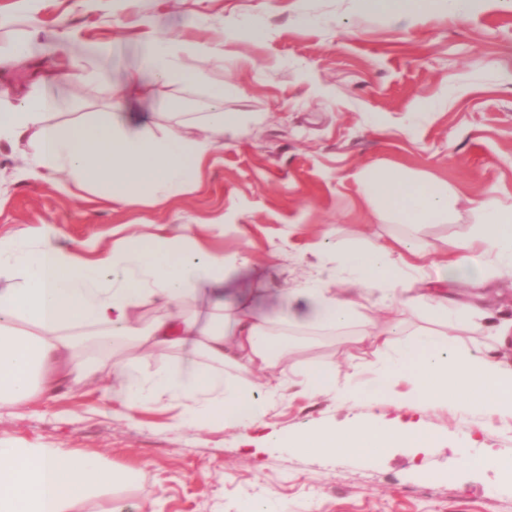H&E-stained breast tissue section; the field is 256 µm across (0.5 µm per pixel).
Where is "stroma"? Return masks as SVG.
<instances>
[{
  "label": "stroma",
  "mask_w": 512,
  "mask_h": 512,
  "mask_svg": "<svg viewBox=\"0 0 512 512\" xmlns=\"http://www.w3.org/2000/svg\"><path fill=\"white\" fill-rule=\"evenodd\" d=\"M32 23L67 24L75 41L0 67L1 100L20 101L51 75L58 120L111 111L154 36L220 45L223 61L201 55L192 63L223 85L225 111L258 121L225 135L195 185L155 205L72 192L64 171L37 178L30 146L0 142L2 239L44 228L58 244L88 251L121 237L147 240L160 224L173 236L191 224L210 251L251 261L232 270L225 306L234 289L258 285L256 312L275 324L290 289L335 284L327 246L335 233L362 242L404 234L363 198L365 168L396 166L457 190L454 223L416 229L437 247L471 233V199L512 205V0H471L457 19L438 7L411 19L366 14L356 0H0V45ZM254 27L265 37H249ZM100 45L108 54L89 56ZM75 64L101 79H65ZM173 99L188 112L210 109L195 85L172 86L132 109L155 125ZM353 350L350 336L303 327L288 366L332 364L344 377ZM74 355L99 364L95 380L67 381L27 405L0 404L1 443L57 446L133 472L130 484L80 500L74 512H112L118 501L124 512H241L252 499L267 512H512V480L484 464L512 459L510 418L434 409L416 418L431 439L421 453L319 457L283 445L256 461L242 452V431L183 425L176 405L129 416L107 392L111 351L85 342ZM410 419L396 400L311 398L293 383L266 423L294 436Z\"/></svg>",
  "instance_id": "1"
}]
</instances>
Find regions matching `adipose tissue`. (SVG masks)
Returning <instances> with one entry per match:
<instances>
[{
	"instance_id": "adipose-tissue-1",
	"label": "adipose tissue",
	"mask_w": 512,
	"mask_h": 512,
	"mask_svg": "<svg viewBox=\"0 0 512 512\" xmlns=\"http://www.w3.org/2000/svg\"><path fill=\"white\" fill-rule=\"evenodd\" d=\"M67 33L64 25L54 32L30 27L0 48V65L28 57L35 44L54 45ZM219 53L215 46L152 39L140 70L127 79V92L137 97L205 82L188 59ZM210 96L211 111L167 113L168 128L156 133L138 117L117 112L57 122V101L46 84L21 102L0 107V142L31 141L34 175L64 170L75 190L92 189L103 201L156 204L191 187L218 142L245 124L242 113L224 111L223 86L212 87ZM359 181L365 200L395 223L446 224L456 214L459 197L447 183L390 167L368 168ZM472 205L478 219L470 236L450 243L439 265L442 281L464 287L478 286L490 274H512V206L491 197ZM332 251L337 277L357 283L358 292L339 293L318 281L294 289L288 295L289 322L341 332L377 300L417 312L426 322L409 335L396 322L375 323L360 333V340L393 352L384 362L350 360L353 374L371 371L368 395L389 397L403 378L412 386L400 400L408 411L453 406L512 417V369L492 354L462 350L446 331L451 324L467 329L482 320L504 342L512 337V321H495L493 313L462 304L443 289H412L430 254L427 243L413 236L370 244L340 239ZM475 251L484 259L482 266L471 262ZM248 263L244 256L231 262L208 251L189 224L176 237L122 238L88 254L55 244L43 231L0 239V276L10 281L0 289V402L31 403L68 380L91 376L95 364L72 357L75 328H91L102 348H111L118 338L128 343L114 355L112 398L129 414L169 400L177 402L181 420L191 426L248 431V456L280 444L278 435L265 432L264 419L288 381L291 342L273 336L270 325L254 315L252 289H236L234 312H224L229 270ZM203 289L215 298L206 320L185 314L140 325V310L179 306ZM159 347L176 352L175 364L144 373L142 357ZM258 372L267 375L259 388L251 381ZM426 445L417 426L395 421L323 428L292 441L296 450L319 455L366 456ZM130 479L126 469L63 448L0 445V512H70L75 500Z\"/></svg>"
}]
</instances>
